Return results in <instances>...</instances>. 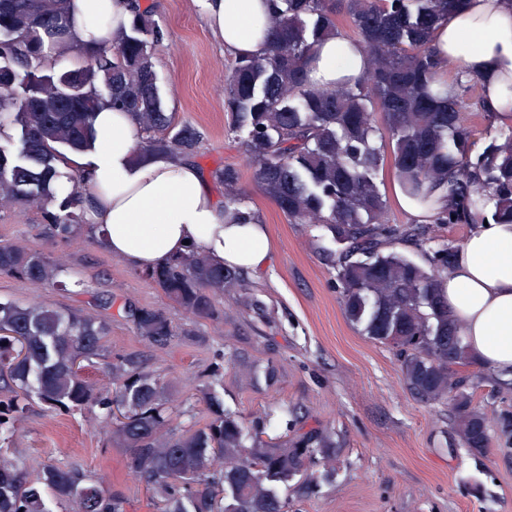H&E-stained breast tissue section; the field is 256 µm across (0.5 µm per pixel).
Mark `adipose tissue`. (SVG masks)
<instances>
[{"label":"adipose tissue","instance_id":"adipose-tissue-1","mask_svg":"<svg viewBox=\"0 0 512 512\" xmlns=\"http://www.w3.org/2000/svg\"><path fill=\"white\" fill-rule=\"evenodd\" d=\"M66 65L94 47H109L127 30L129 0H70ZM269 0H211L206 23L234 56L269 47ZM437 80L465 72L484 86L486 111L512 122V0H460L432 35ZM369 66L361 42L329 38L310 51L311 86L353 87ZM93 148L84 153L91 190L88 220L100 247L141 271L195 249L214 263L259 272L271 247L265 224L249 210L234 213L212 195L190 160L139 147L131 117L106 107L96 113ZM444 286L471 356L499 373L512 372V225H476L459 248Z\"/></svg>","mask_w":512,"mask_h":512}]
</instances>
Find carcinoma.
<instances>
[{"label":"carcinoma","mask_w":512,"mask_h":512,"mask_svg":"<svg viewBox=\"0 0 512 512\" xmlns=\"http://www.w3.org/2000/svg\"><path fill=\"white\" fill-rule=\"evenodd\" d=\"M275 22L263 55L235 60L226 79L224 111L230 130L244 135L254 179L293 224H323L343 246L336 287L346 318L373 340L396 351L402 378L423 402H451L462 445L489 447L487 416L473 405L470 380L455 366L473 364L457 320L448 309L443 275L453 264L454 240L435 242L431 228L393 224L375 176L383 160L377 141L391 146L404 195L430 209L432 192L447 190L448 208L434 224L448 229L484 222L512 225V127L476 150L466 113L482 111L483 88L458 75L448 92L436 84L433 26L461 0H270ZM69 0H0V119L16 135L0 143V201L46 204L57 184L81 183L63 172L60 149L92 147L95 114L110 106L131 114L137 133L154 134L148 148L192 155L200 144L190 125H177L161 98L149 41L163 37L153 8L133 0L129 33L112 46L87 51L75 69L46 65L43 34L67 25ZM344 11L370 56L355 87L319 90L308 84L305 59L319 41L339 34ZM224 185L226 206H239L238 173L212 172ZM76 190L48 213L51 236L67 239L77 223ZM412 244L427 255L420 266L394 250ZM0 274L38 285L66 286L67 270L37 251L0 244ZM177 307L214 317L211 292L239 284L237 273L191 249L145 273ZM138 335L167 343L178 335L167 314L128 309ZM107 326L76 312L40 303L0 301V435L12 432L32 402L48 409L103 411L113 442L126 449V465L157 500L160 512H281L276 486L329 452L326 439L308 431L281 443H246L241 426L216 396L200 390L212 419L183 433L172 387L127 359L106 363L112 387L81 374L100 357ZM75 505V512H124V497L99 480L45 465L29 481L0 453V512H52L44 489Z\"/></svg>","instance_id":"obj_1"}]
</instances>
